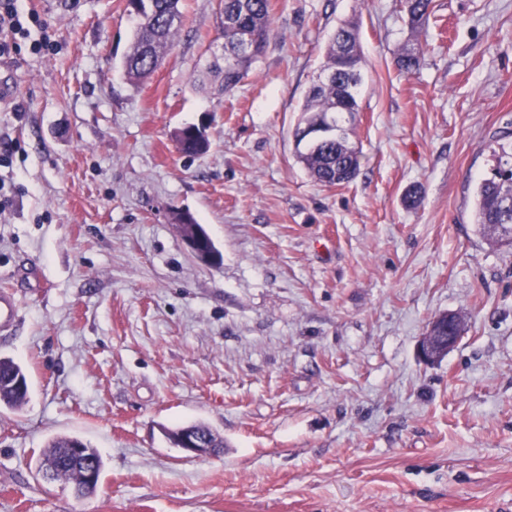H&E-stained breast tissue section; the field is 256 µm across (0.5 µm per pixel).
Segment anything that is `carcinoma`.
I'll list each match as a JSON object with an SVG mask.
<instances>
[{
    "mask_svg": "<svg viewBox=\"0 0 512 512\" xmlns=\"http://www.w3.org/2000/svg\"><path fill=\"white\" fill-rule=\"evenodd\" d=\"M181 0H151L152 17L143 24L137 23L122 69L126 80L138 82L152 74L175 42L181 26ZM401 8L408 24L413 28L425 25L432 12V0H401ZM221 19L224 46H234L235 31L228 24L233 19L250 35L254 44L252 55L240 57L231 68H224L222 89L229 93L245 79L253 64L263 54L271 33L269 0H224ZM347 52L354 58V68L333 77L322 85L313 84L300 108L301 120L311 126H323L329 133L319 139L306 140L297 128V141H307V146L297 152L308 176L316 183L335 187L351 182L358 174L360 160L356 150L350 146L345 133H336V114L340 108L360 111L359 98L364 84L362 57L358 43L357 28L345 23L336 28L325 47L324 69L336 68V56ZM424 61L421 48L403 47L394 54V65L406 74L419 71ZM178 150L186 156L206 152L209 139H180ZM492 176L483 179L477 186L475 196V223L479 232L493 244L501 243L499 230L504 224L512 225V206L503 210V203H512V143L503 142L493 150ZM29 395V382L25 369L11 358H0V406L18 408ZM80 444H88L75 436L52 439L42 454L39 470L44 472L54 465L52 480L82 487V473L68 462L69 450Z\"/></svg>",
    "mask_w": 512,
    "mask_h": 512,
    "instance_id": "obj_1",
    "label": "carcinoma"
}]
</instances>
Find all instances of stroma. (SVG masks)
<instances>
[{
    "label": "stroma",
    "instance_id": "1",
    "mask_svg": "<svg viewBox=\"0 0 512 512\" xmlns=\"http://www.w3.org/2000/svg\"><path fill=\"white\" fill-rule=\"evenodd\" d=\"M269 2L263 56L222 94L198 81L223 58L218 0H183L136 85L127 0H30L60 49L0 61V290L19 313L0 356L30 380L20 411L0 407V512H512V249L474 222L490 148L512 140V0H433L417 29L400 0ZM344 21L365 60L341 122L361 165L325 187L294 131ZM408 42L412 75L393 64ZM186 125L205 153L179 152ZM445 312L466 332L424 364ZM196 421L224 445L188 459L164 431ZM60 435L102 456L94 493L37 474ZM424 61V54L420 47H403L394 54V65L403 73L413 74L419 71ZM437 320H444L448 322V336L445 338V345L441 350H438L432 339L434 336H429L433 329V326ZM462 325L459 323V320L450 313L441 314L438 318L434 319L427 328L426 334L423 337L421 343L418 347L419 357L425 364H435L440 358L446 353L450 352L451 349L454 348L456 343L462 336Z\"/></svg>",
    "mask_w": 512,
    "mask_h": 512
}]
</instances>
